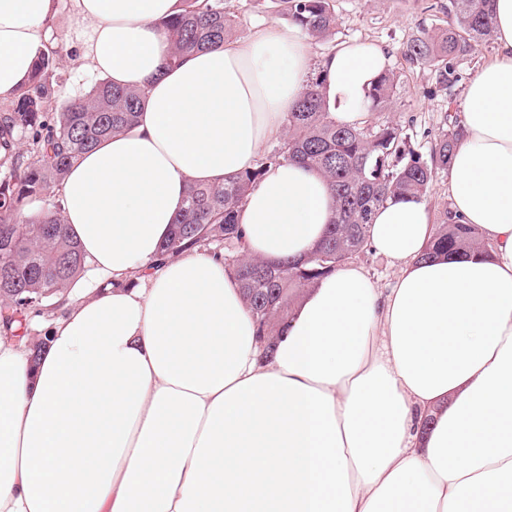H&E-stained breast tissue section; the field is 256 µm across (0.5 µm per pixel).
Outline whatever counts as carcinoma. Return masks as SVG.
<instances>
[{"mask_svg": "<svg viewBox=\"0 0 512 512\" xmlns=\"http://www.w3.org/2000/svg\"><path fill=\"white\" fill-rule=\"evenodd\" d=\"M281 15L317 42L331 40L338 18L334 0H276ZM493 0H448V26L422 32L406 46L411 60L433 68L436 87L459 81L457 62L493 37ZM234 6L227 0H182L179 13L162 22L170 42L167 66L188 53L224 44L234 34ZM62 53L49 48L35 63L28 81L0 101V328L19 330L21 304L45 302L64 294L83 278L86 259L69 232L59 206L47 203L26 224L12 218L24 201L39 197L67 175L72 161L109 137L132 131L138 122L142 92L103 79L84 96L58 105ZM397 75L383 73L369 97V112L392 101ZM282 144L221 184L190 183L178 222L160 247L173 258L187 248L224 244L240 248L238 212L267 171L296 162L321 174L336 200L322 240L302 261L267 262L238 254L233 267L243 300L256 323L268 357L291 308L304 291L333 273L369 245L371 216L391 198L427 195L437 171L448 169L464 137L456 125L443 129L424 158L411 140L389 121L367 119L357 125L336 122L320 78L307 84L284 115ZM29 148H18L22 138ZM489 252L479 230L444 215L422 258L441 253Z\"/></svg>", "mask_w": 512, "mask_h": 512, "instance_id": "cac0c4a2", "label": "carcinoma"}]
</instances>
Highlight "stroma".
<instances>
[{
  "label": "stroma",
  "mask_w": 512,
  "mask_h": 512,
  "mask_svg": "<svg viewBox=\"0 0 512 512\" xmlns=\"http://www.w3.org/2000/svg\"><path fill=\"white\" fill-rule=\"evenodd\" d=\"M237 7L235 39L247 38L256 28L280 22L274 0H230ZM448 0H335L338 27L333 41L311 45L314 58L329 53L334 43L357 39L379 46L390 57L389 68L398 79L393 103L380 118L402 128L421 154H428L444 118L463 119L465 91L479 67L496 53L494 41L459 64V81L448 91L435 86L429 66L406 56L410 39L426 29L446 26Z\"/></svg>",
  "instance_id": "obj_1"
}]
</instances>
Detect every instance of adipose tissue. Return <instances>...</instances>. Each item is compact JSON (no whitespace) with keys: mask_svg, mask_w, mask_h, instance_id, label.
<instances>
[{"mask_svg":"<svg viewBox=\"0 0 512 512\" xmlns=\"http://www.w3.org/2000/svg\"><path fill=\"white\" fill-rule=\"evenodd\" d=\"M55 0H0V98L27 81ZM179 0H74L75 59L140 90L136 128L55 191L98 286L73 288L31 354L0 333V512H512V0L466 94L453 215L490 253L420 255L425 201L377 208L378 287L345 264L309 288L268 359L235 272L161 259L188 183H218L283 137L318 64L338 122L364 119L389 65L352 41L320 61L292 28L166 67ZM334 208L324 178L271 168L239 211L242 253L305 258Z\"/></svg>","mask_w":512,"mask_h":512,"instance_id":"1","label":"adipose tissue"}]
</instances>
